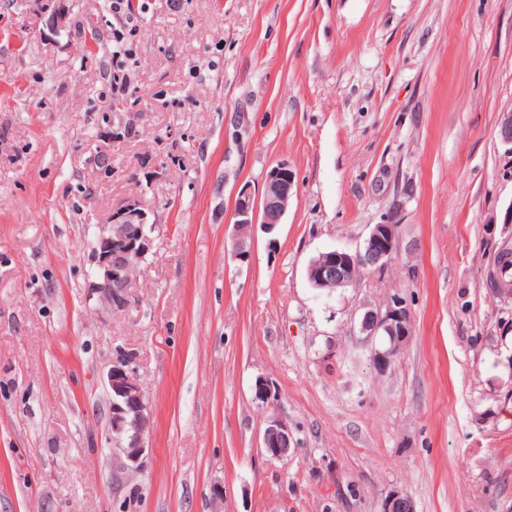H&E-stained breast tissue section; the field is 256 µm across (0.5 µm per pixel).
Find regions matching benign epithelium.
I'll use <instances>...</instances> for the list:
<instances>
[{"mask_svg": "<svg viewBox=\"0 0 512 512\" xmlns=\"http://www.w3.org/2000/svg\"><path fill=\"white\" fill-rule=\"evenodd\" d=\"M295 196L294 172L285 160L268 170L260 197L253 196L246 187L238 192L232 237L236 259L245 262L251 258L255 228L271 234L284 223ZM399 228L392 222L374 224L358 250L335 249L312 257L306 266L309 284L317 290L334 291L352 286L364 276L382 273L398 253ZM151 230L146 212L135 198L114 211L107 223L97 225L94 271L87 287V300L97 310L120 311L136 302L134 288L151 249ZM483 284L494 295L512 298V289L501 287L492 264L485 269ZM413 328L411 306L398 292L379 306L364 308L358 332L371 343L372 361L379 373L392 368L413 335ZM105 386L109 395L108 422L115 441L112 475L119 489L143 470L151 453V419L132 356L120 354L113 359L106 372ZM262 444L276 459L284 460L295 452L292 431L278 417L268 421ZM381 512H415V508L409 496L394 489L382 500Z\"/></svg>", "mask_w": 512, "mask_h": 512, "instance_id": "obj_1", "label": "benign epithelium"}]
</instances>
